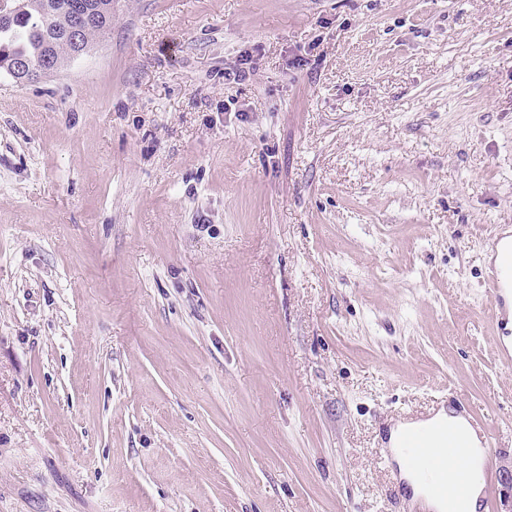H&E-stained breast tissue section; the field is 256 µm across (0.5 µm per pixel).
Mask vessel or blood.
<instances>
[{"instance_id": "vessel-or-blood-1", "label": "vessel or blood", "mask_w": 512, "mask_h": 512, "mask_svg": "<svg viewBox=\"0 0 512 512\" xmlns=\"http://www.w3.org/2000/svg\"><path fill=\"white\" fill-rule=\"evenodd\" d=\"M485 246L491 257L486 268L491 319L499 330L504 331L512 325V225H500L497 233L486 240ZM465 420L480 437L478 448L482 456L491 458L496 451L493 430L473 413H466ZM399 441L408 451L413 468L430 465L438 469L433 495L443 501L445 512H471V488L467 476L460 473L448 476L443 471L445 456L433 452L438 446L446 449V456L469 454L472 448L463 433L442 424L428 430L407 426L401 429Z\"/></svg>"}]
</instances>
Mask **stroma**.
Returning <instances> with one entry per match:
<instances>
[{
    "instance_id": "35a3bbf8",
    "label": "stroma",
    "mask_w": 512,
    "mask_h": 512,
    "mask_svg": "<svg viewBox=\"0 0 512 512\" xmlns=\"http://www.w3.org/2000/svg\"><path fill=\"white\" fill-rule=\"evenodd\" d=\"M500 224L512 0H112L0 72V512H404L390 427L462 401L500 512ZM97 2L104 4L107 8L103 14H98L99 17L82 34L81 41L89 45L106 38L112 31V0H99ZM465 420L467 424L473 429L480 437V444L478 446L482 456L485 460H489L496 452L495 434L494 431L478 419L469 408L465 407Z\"/></svg>"
}]
</instances>
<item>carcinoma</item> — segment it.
I'll return each instance as SVG.
<instances>
[{
  "instance_id": "obj_1",
  "label": "carcinoma",
  "mask_w": 512,
  "mask_h": 512,
  "mask_svg": "<svg viewBox=\"0 0 512 512\" xmlns=\"http://www.w3.org/2000/svg\"><path fill=\"white\" fill-rule=\"evenodd\" d=\"M70 0H28L26 10L9 23L0 24V69L17 58L33 64L51 54L60 64L70 59L72 43L63 40L61 20ZM105 12L82 34L81 41L95 44L112 31V0H99Z\"/></svg>"
}]
</instances>
